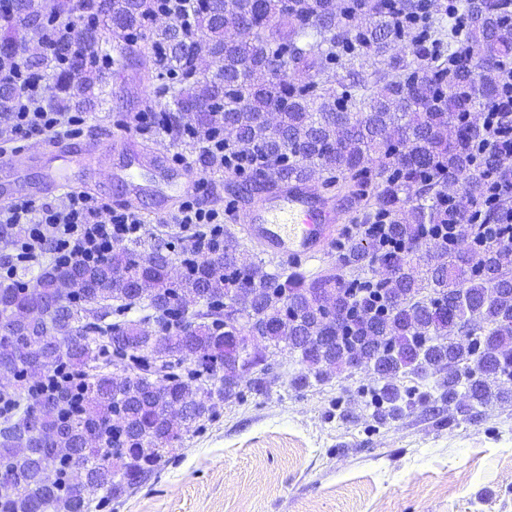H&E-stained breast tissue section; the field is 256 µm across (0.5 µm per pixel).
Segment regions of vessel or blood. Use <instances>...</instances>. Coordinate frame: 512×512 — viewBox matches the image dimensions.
<instances>
[{"label":"vessel or blood","instance_id":"obj_1","mask_svg":"<svg viewBox=\"0 0 512 512\" xmlns=\"http://www.w3.org/2000/svg\"><path fill=\"white\" fill-rule=\"evenodd\" d=\"M101 144V139L90 138L76 147L57 146L49 157L54 161L74 156L87 160ZM27 163L28 156L20 148L0 157V203L21 196L38 198L37 190H17L13 181L14 173ZM350 212V206L337 204L317 183L291 182L252 197L244 207L240 231L269 259L300 266L329 258L339 226L346 223Z\"/></svg>","mask_w":512,"mask_h":512}]
</instances>
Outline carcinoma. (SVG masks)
Masks as SVG:
<instances>
[{
    "label": "carcinoma",
    "instance_id": "cac0c4a2",
    "mask_svg": "<svg viewBox=\"0 0 512 512\" xmlns=\"http://www.w3.org/2000/svg\"><path fill=\"white\" fill-rule=\"evenodd\" d=\"M200 37L183 51H169L158 67V92L167 122L194 136L224 138V173L251 171L271 187L291 178L322 179L353 200L356 224H389L393 246L355 242L342 254L349 269L317 273L260 267L250 288L238 287L240 244L229 238L224 263L204 255L182 261L174 281L168 264L142 258L162 248L165 232L135 241L94 265H73L80 276L61 288L46 269L36 287L0 288V360L15 376L13 392L34 377L66 368L82 377L84 404L71 407L67 393L21 405L0 425V470L15 495L0 512H90L140 485L193 424L210 419L205 401L243 398L242 369L260 363L246 337L284 347L303 370L296 389L325 381L344 364L343 351L381 366L382 385L366 407L379 422L403 409L424 406L477 412L495 399L512 403V247L460 242L484 240L483 227L506 222L488 200L486 168L500 183L512 182V162L483 151L473 111L501 99L489 74L512 62V0H483L482 9L503 35L452 18L471 15V0H456L446 15L425 13L420 0H237L242 29L227 44L222 74L199 77L198 39L217 45L224 30L209 0H191ZM155 11L142 3L125 11L109 0L91 41L72 34L77 65L60 70L52 96L85 97L94 106L97 68L87 54L127 40L131 56H148L169 44L153 29ZM407 38L412 54L390 52ZM494 54L480 64L486 43ZM281 62V74L256 66L265 56ZM333 65L336 85L297 82L288 71ZM277 113L288 162L271 159L264 128L253 119ZM468 224L472 232L432 255L427 225ZM46 301L36 318L22 316L35 299ZM231 312H224L225 302ZM136 311V320L128 315ZM191 334L181 336V329ZM332 337L327 350L319 347ZM456 372L437 383V394L397 384L398 374L418 377ZM173 405L180 420L168 418ZM78 458L95 480L61 475L52 489L41 473L66 471Z\"/></svg>",
    "mask_w": 512,
    "mask_h": 512
}]
</instances>
